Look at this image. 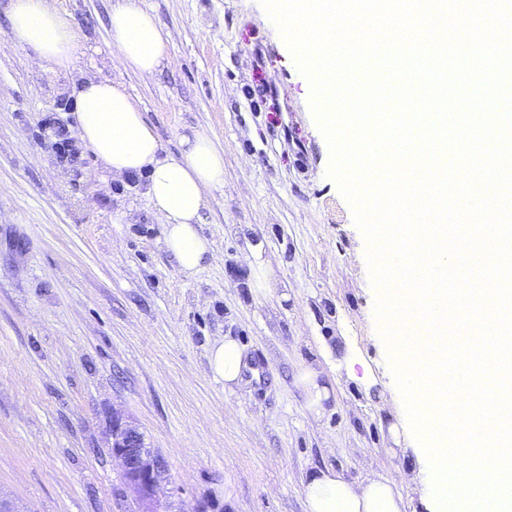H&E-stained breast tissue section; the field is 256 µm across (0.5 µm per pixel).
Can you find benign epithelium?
<instances>
[{"mask_svg": "<svg viewBox=\"0 0 512 512\" xmlns=\"http://www.w3.org/2000/svg\"><path fill=\"white\" fill-rule=\"evenodd\" d=\"M111 454L120 463L124 484L135 494L136 512H170L158 496L161 458L144 435L117 412L110 420Z\"/></svg>", "mask_w": 512, "mask_h": 512, "instance_id": "benign-epithelium-1", "label": "benign epithelium"}]
</instances>
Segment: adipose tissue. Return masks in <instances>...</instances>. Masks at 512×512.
I'll return each instance as SVG.
<instances>
[{
	"label": "adipose tissue",
	"mask_w": 512,
	"mask_h": 512,
	"mask_svg": "<svg viewBox=\"0 0 512 512\" xmlns=\"http://www.w3.org/2000/svg\"><path fill=\"white\" fill-rule=\"evenodd\" d=\"M8 15L11 45L32 48L39 58L62 66L73 63L77 35L53 0H9ZM108 33L126 68L149 73L167 56L160 25L137 0H118ZM75 94L77 136L112 175H145L146 195L165 225L166 247L183 273L194 274L213 256L197 224L210 191L224 183L223 153L196 133L183 137L180 157H161L156 135L121 87L87 78ZM208 364L233 385L241 382L249 361L236 341L223 339L212 346ZM304 486L308 512H404L396 486L375 477L353 482L326 468L308 473Z\"/></svg>",
	"instance_id": "ef3b65f1"
}]
</instances>
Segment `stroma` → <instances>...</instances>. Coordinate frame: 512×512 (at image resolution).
Listing matches in <instances>:
<instances>
[{"instance_id":"1","label":"stroma","mask_w":512,"mask_h":512,"mask_svg":"<svg viewBox=\"0 0 512 512\" xmlns=\"http://www.w3.org/2000/svg\"><path fill=\"white\" fill-rule=\"evenodd\" d=\"M115 2L56 0L84 46L62 68L10 44L0 0V494L28 512H132L108 448L117 410L163 460L170 512H306L303 480L323 467L395 481L425 512L366 242L277 24L262 0H140L170 61L138 73L109 42ZM89 75L123 85L163 154L195 133L223 152L199 223L214 257L196 273L168 252L144 178H113L76 138ZM249 255L277 288L252 287ZM224 338L258 371L230 388L208 366ZM304 364L331 385L317 419Z\"/></svg>"}]
</instances>
